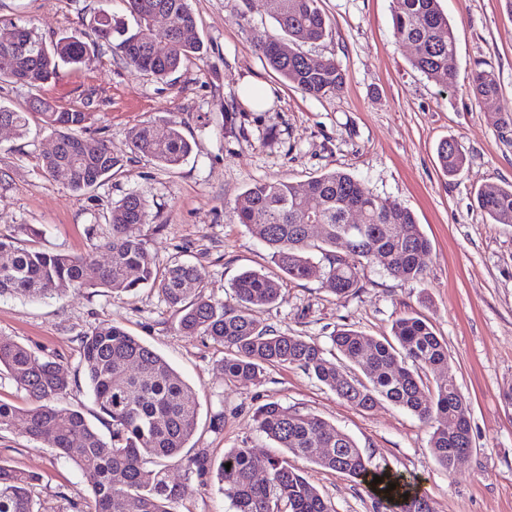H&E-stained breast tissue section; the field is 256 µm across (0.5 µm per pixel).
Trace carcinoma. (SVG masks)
<instances>
[{"label":"carcinoma","mask_w":512,"mask_h":512,"mask_svg":"<svg viewBox=\"0 0 512 512\" xmlns=\"http://www.w3.org/2000/svg\"><path fill=\"white\" fill-rule=\"evenodd\" d=\"M123 2L135 19L133 29L105 8L49 42L28 25L15 24L27 39L0 41V81L16 83L21 78V85L40 89L56 78L61 66L89 63L102 43L109 44L126 67L160 80L200 52V43L184 39L196 24L188 0ZM158 14L167 15L159 38L152 34ZM329 29L321 0H279L270 30L242 25L266 64L316 99L336 95L346 79L335 60L315 62L303 51V46L324 40ZM393 31L398 41L414 46L415 69L442 89L456 87L457 33L440 0H393ZM469 88L478 100L499 97V82L491 70H474ZM89 118L80 107H60L43 97L31 98L20 109L0 106V124L11 125L21 136L34 120L50 130L57 149L43 156L42 169L50 177L65 172L75 192L96 187L121 166L105 141L84 136ZM130 140L135 153L168 169L192 151L172 118L133 128ZM437 156L448 176L459 174L467 160L454 139L440 142ZM477 203L492 223L512 224V183L481 189ZM350 208L362 212L363 228L346 224ZM233 214L263 241L280 274L245 271L235 279L228 300L206 294L203 272L194 266L159 267L139 232L148 214L144 200L134 192L112 205V232L103 243L110 258L92 283L84 278L90 257L45 252L0 234V255L6 257L0 263V297L43 299L68 288L125 293L156 285L178 312L181 333L205 337L228 352L222 365L224 381L259 383L266 366L295 367L356 409L372 411L387 402L434 428L429 447L447 471L455 468L459 455L471 454L470 404L453 377L429 379V372L448 366V346L422 316L411 313L394 320L390 339L368 338L347 324L336 327L330 335L334 361L319 344L277 332L256 318L278 301L285 281L309 277L314 251L321 254L323 287L339 298L363 287L361 272L370 264L402 281L422 280L420 257L430 244L413 213L366 191L354 176L332 170L301 189L280 178L258 183L240 195ZM312 224L322 225L317 243ZM80 355L100 417L111 425V442L101 438L81 411L64 403L72 380L61 364L9 336H0V367L26 391L29 404L19 408L0 401V431L17 430L74 463L92 491L91 512H176L187 485L169 483L165 472L152 464L180 457L192 439L199 411L193 387L161 355L115 323L100 324L81 337ZM356 366L362 374L355 372ZM450 415L459 421L455 433L437 427ZM254 421L281 452L258 456L246 447L233 448L214 467L199 451L186 464L189 475L215 473L234 512H280L282 504L288 512H332L295 467L296 458L364 485L376 512H429L412 483L388 465L373 462L351 436L319 416L269 401L256 409ZM227 463L231 467H225ZM259 471L266 474L261 482L255 479ZM376 475L382 482L373 483ZM38 481V475L0 461V512H39L32 496ZM391 483L396 488L385 492Z\"/></svg>","instance_id":"carcinoma-1"}]
</instances>
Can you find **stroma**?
Instances as JSON below:
<instances>
[{"mask_svg":"<svg viewBox=\"0 0 512 512\" xmlns=\"http://www.w3.org/2000/svg\"><path fill=\"white\" fill-rule=\"evenodd\" d=\"M109 6L129 19L122 0H0V25L33 24L57 35ZM331 31L310 45L314 59L336 60L346 73L341 93L315 99L275 73L236 20L274 25V0H190L197 58L170 81L126 68L109 49L82 70L62 68L41 91L62 107L90 112L87 133L105 140L123 167L91 191L76 193L49 178L41 158L54 138L47 131L20 137L0 132V233L27 243L22 225L42 231L36 246L74 256L92 255L85 277L96 279L109 260L113 203L128 192L146 202L140 233L159 264L185 262L206 275L207 293L229 298L244 270L274 272L258 236L232 217L238 196L256 182L283 178L304 185L339 169L382 197L399 202L417 218L430 250L421 258L424 277L404 282L367 266L362 288L339 299L322 286V270L285 283L276 305L259 313L271 329L329 347L337 325L363 335H390L397 317L424 316L448 345L450 372L470 402L474 451L453 471L443 469L429 447L430 426L404 409L384 405L356 409L299 369L269 366L261 383L226 382L225 356L212 341L182 334L178 316L157 287L112 294L67 289L32 300L0 298V336H8L68 371L67 404L106 431L86 384L80 338L99 324L123 326L162 355L197 394V430L185 455L206 450L212 462L232 448L275 453L256 429V408L268 401L310 412L349 434L376 462L417 483L431 512H512V224L491 223L478 207L480 188L512 183V131L499 118L512 106V11L505 0H440L458 34V85L441 92L409 59L411 45L393 34V0H323ZM494 71L498 99L478 101L468 89L474 69ZM274 93L262 112L237 110L245 78ZM232 119H225V112ZM171 117L194 149L166 170L132 151L129 133L145 122ZM456 139L467 162L455 177L443 174L437 145ZM0 461L40 475L33 489L40 512H88L91 490L79 469L51 448L9 431L0 432ZM333 512H373L368 493L347 476L305 460L295 462ZM171 481H188L177 512H232L215 477L186 478L184 463L169 461Z\"/></svg>","mask_w":512,"mask_h":512,"instance_id":"1","label":"stroma"}]
</instances>
